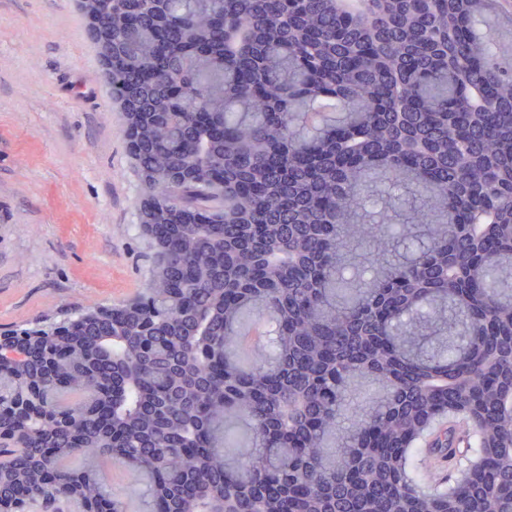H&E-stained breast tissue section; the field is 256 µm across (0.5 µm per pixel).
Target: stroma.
<instances>
[{
  "instance_id": "obj_1",
  "label": "stroma",
  "mask_w": 512,
  "mask_h": 512,
  "mask_svg": "<svg viewBox=\"0 0 512 512\" xmlns=\"http://www.w3.org/2000/svg\"><path fill=\"white\" fill-rule=\"evenodd\" d=\"M123 124L76 0H0V331L144 287Z\"/></svg>"
}]
</instances>
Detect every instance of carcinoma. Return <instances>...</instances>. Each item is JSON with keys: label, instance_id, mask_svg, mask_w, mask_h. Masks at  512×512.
<instances>
[{"label": "carcinoma", "instance_id": "1", "mask_svg": "<svg viewBox=\"0 0 512 512\" xmlns=\"http://www.w3.org/2000/svg\"><path fill=\"white\" fill-rule=\"evenodd\" d=\"M89 9L155 259L0 348V500L512 512V0Z\"/></svg>", "mask_w": 512, "mask_h": 512}]
</instances>
